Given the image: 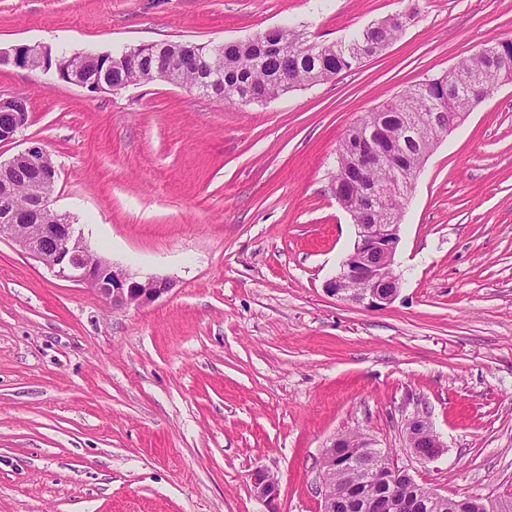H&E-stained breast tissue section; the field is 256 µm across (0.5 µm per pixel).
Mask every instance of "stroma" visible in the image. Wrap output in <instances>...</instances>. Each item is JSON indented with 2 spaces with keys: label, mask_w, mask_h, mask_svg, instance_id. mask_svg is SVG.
Instances as JSON below:
<instances>
[{
  "label": "stroma",
  "mask_w": 512,
  "mask_h": 512,
  "mask_svg": "<svg viewBox=\"0 0 512 512\" xmlns=\"http://www.w3.org/2000/svg\"><path fill=\"white\" fill-rule=\"evenodd\" d=\"M415 12L382 53L241 105L164 82L92 93L0 65L97 255L171 281L115 309L0 239V512H322L328 439L372 435L438 493L512 494V83L434 148L403 206L389 305L327 294L356 228L336 148L368 111L512 40V0H0V49L337 42ZM427 412L423 463L401 425ZM279 480L274 501L251 477Z\"/></svg>",
  "instance_id": "obj_1"
}]
</instances>
